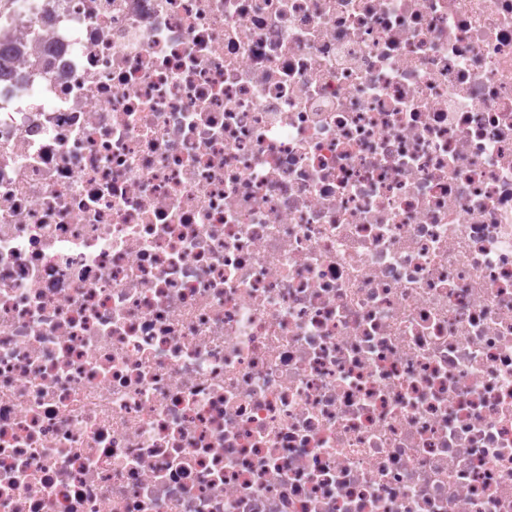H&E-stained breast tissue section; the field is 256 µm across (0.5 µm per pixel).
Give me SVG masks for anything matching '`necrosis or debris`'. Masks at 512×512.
<instances>
[{
  "instance_id": "4bbe7bcc",
  "label": "necrosis or debris",
  "mask_w": 512,
  "mask_h": 512,
  "mask_svg": "<svg viewBox=\"0 0 512 512\" xmlns=\"http://www.w3.org/2000/svg\"><path fill=\"white\" fill-rule=\"evenodd\" d=\"M0 512H512V0H0Z\"/></svg>"
}]
</instances>
